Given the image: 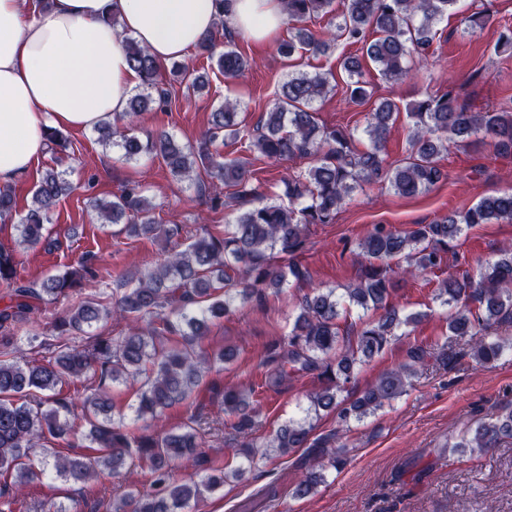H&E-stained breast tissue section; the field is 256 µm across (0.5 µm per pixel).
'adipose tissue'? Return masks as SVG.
<instances>
[{"instance_id": "1", "label": "adipose tissue", "mask_w": 512, "mask_h": 512, "mask_svg": "<svg viewBox=\"0 0 512 512\" xmlns=\"http://www.w3.org/2000/svg\"><path fill=\"white\" fill-rule=\"evenodd\" d=\"M221 20L266 43L286 14L282 0H0V184L45 156L48 126L89 129L124 112L138 81L127 39L164 67Z\"/></svg>"}]
</instances>
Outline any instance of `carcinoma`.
Instances as JSON below:
<instances>
[{
    "label": "carcinoma",
    "mask_w": 512,
    "mask_h": 512,
    "mask_svg": "<svg viewBox=\"0 0 512 512\" xmlns=\"http://www.w3.org/2000/svg\"><path fill=\"white\" fill-rule=\"evenodd\" d=\"M460 0H283L288 20V39L281 54L291 57L299 49L312 55L327 53L342 38L359 46V53L345 56L340 68L346 75L349 100L364 104L373 96L372 84L364 79V65L371 64L387 81L406 77L414 62L424 63L435 25L456 8ZM475 11L464 18L466 30L475 34L495 21L493 0H478ZM327 19L318 34L304 26L314 17ZM200 55L216 61L227 79L242 76L251 61L237 50L232 37H225L218 50L217 34L211 32L198 45ZM132 69L141 80L130 95L126 111L96 128L99 141L120 151L122 158L137 161L159 156L177 182L192 181L198 192L209 195L212 209L224 199L210 194L211 183L200 178L197 164L206 175L233 188L238 204L234 223L224 235L209 230L183 251L170 254L155 267L125 271L113 281L112 304L85 298L59 313L53 323L58 342L56 355L46 361L16 355L11 327L30 320L35 299L54 304L69 292L90 286L94 271L84 260L61 275H50L31 286L18 282L14 252L0 250V281L13 285L12 303L0 309V477H9L0 489V512H13L14 499L4 495L52 472L58 478L87 484L109 469L119 474L134 466L148 477L150 491L127 493L108 504L109 512H182L205 494L224 486L229 476L216 468L202 450L205 445L202 418L192 414L187 422L170 427L164 416L171 407L185 402L201 383L204 373L216 364L231 362L237 349L227 346L210 357L203 341L210 325L232 312L236 301L263 295L267 288L281 290L288 277L304 273L295 259L303 251L312 224H332L353 193L365 184L380 183L403 197L432 190L443 178L438 157L446 143L468 144L488 140L496 154L512 155V111L478 109L460 99L453 87L442 94L426 92L407 108L408 155L399 163L385 157L398 105L383 98L365 117L363 133L368 145L359 148L354 132L319 124L315 105L333 90L330 76L297 71L281 82L274 105L251 135L250 149L261 157H309L311 164L288 178V204L272 201L259 192L248 164L227 160L209 146L222 139H237L241 133L240 102L226 98L210 113L203 141L195 148L180 144L166 132L141 140L133 133V117L142 112L164 111L169 93L159 86V68L148 50L137 41L127 42ZM171 75L187 87L200 90L207 73L176 63ZM72 189L68 171L46 170L34 188L31 202L18 213L17 197L10 186L0 188V220L18 218V245L51 248L48 218L56 202ZM103 224L121 226L129 237L153 239L179 235L177 224H158L144 191L128 187L112 199L92 201ZM512 221V193H490L464 212L419 224L409 231L380 225L359 243L357 258L363 274L356 284L339 294L334 288H315L298 304V314L288 335L271 347L269 362L289 365L297 372L320 371L326 383L310 396L314 412L336 413V429L313 436L308 417L292 419L264 444L285 455L297 448L309 449L312 463L302 473L296 495L304 496L324 481L325 473L345 463L338 452L340 440L351 423L360 422L402 396L416 368L430 357L417 346L408 361L387 371L367 385L353 400L341 397L358 364L381 352L397 330L414 317L402 316L385 305L393 291L391 262L405 264L409 274L441 269L448 241L474 224ZM436 298L454 311L448 315V338L469 337L470 354L489 367L502 355L505 345L489 339V330L512 322V249L480 267L475 276L450 274L439 283ZM362 310L382 308L376 320L362 322L356 340L340 334L338 320ZM112 318L125 322L120 336L95 332ZM72 336H84L85 346L69 344ZM96 379L95 388L80 394L86 424L85 440L91 454L65 455L54 442L72 448L77 432L68 418L73 398L63 397L57 387L66 381ZM125 383L135 387V399L127 410L116 408L109 386ZM244 390L224 392V414L236 417L232 429L247 437L256 425L257 410ZM153 422V431L129 432L126 417ZM512 439V409L478 422L452 445L459 453H481ZM192 469L197 478L178 483L176 467Z\"/></svg>",
    "instance_id": "obj_1"
}]
</instances>
